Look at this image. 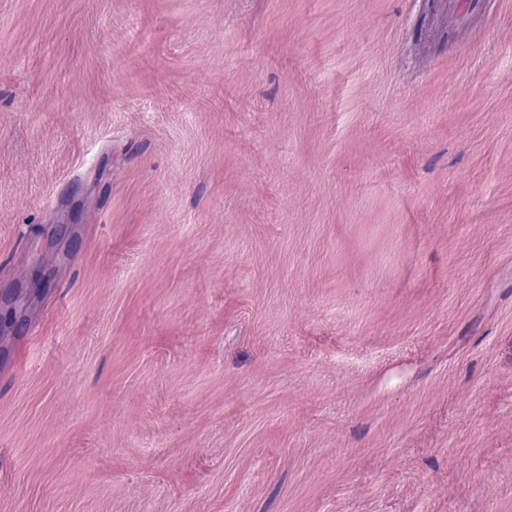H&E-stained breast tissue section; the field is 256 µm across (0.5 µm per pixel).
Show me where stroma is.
I'll return each instance as SVG.
<instances>
[{"mask_svg":"<svg viewBox=\"0 0 512 512\" xmlns=\"http://www.w3.org/2000/svg\"><path fill=\"white\" fill-rule=\"evenodd\" d=\"M0 512H512V0H0Z\"/></svg>","mask_w":512,"mask_h":512,"instance_id":"1","label":"stroma"}]
</instances>
